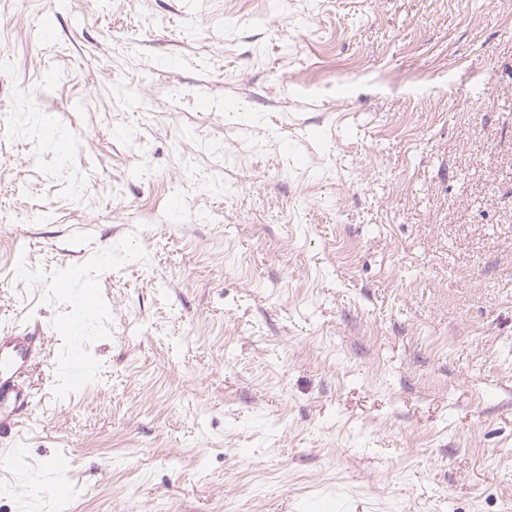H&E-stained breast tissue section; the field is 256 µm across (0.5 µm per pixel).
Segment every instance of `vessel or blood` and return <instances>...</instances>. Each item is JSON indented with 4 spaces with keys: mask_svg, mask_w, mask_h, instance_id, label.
Returning <instances> with one entry per match:
<instances>
[{
    "mask_svg": "<svg viewBox=\"0 0 512 512\" xmlns=\"http://www.w3.org/2000/svg\"><path fill=\"white\" fill-rule=\"evenodd\" d=\"M34 356L27 330L0 336V435L21 424L20 413L31 403V394L24 389L22 375Z\"/></svg>",
    "mask_w": 512,
    "mask_h": 512,
    "instance_id": "1",
    "label": "vessel or blood"
}]
</instances>
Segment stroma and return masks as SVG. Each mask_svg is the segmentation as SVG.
Returning a JSON list of instances; mask_svg holds the SVG:
<instances>
[{"instance_id":"1","label":"stroma","mask_w":512,"mask_h":512,"mask_svg":"<svg viewBox=\"0 0 512 512\" xmlns=\"http://www.w3.org/2000/svg\"><path fill=\"white\" fill-rule=\"evenodd\" d=\"M1 52L0 512H512V0H0ZM35 353L26 329L0 336V435L22 424L20 412L31 404L32 396L24 389L22 375ZM1 405L9 408L3 410Z\"/></svg>"}]
</instances>
